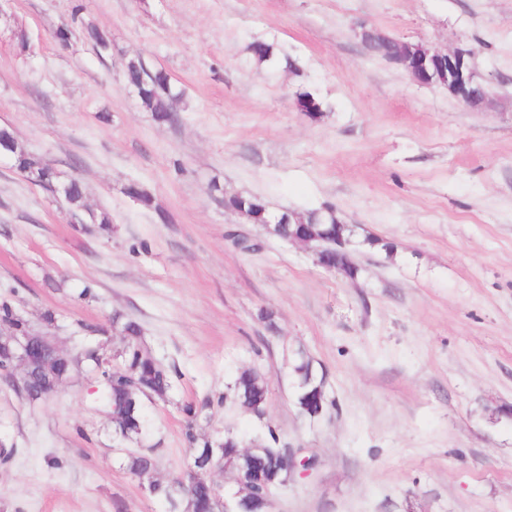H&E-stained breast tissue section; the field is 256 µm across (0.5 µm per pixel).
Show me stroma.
<instances>
[{
	"label": "stroma",
	"mask_w": 512,
	"mask_h": 512,
	"mask_svg": "<svg viewBox=\"0 0 512 512\" xmlns=\"http://www.w3.org/2000/svg\"><path fill=\"white\" fill-rule=\"evenodd\" d=\"M362 22L469 50L494 105L467 108L371 57ZM256 41L273 61H256ZM137 56L181 89L177 124L125 85ZM302 91L322 101L317 117L297 109ZM1 125L78 177L113 228L70 223L1 157L0 299L68 352L121 312L176 363L169 402L148 411L157 479L190 461L179 402L253 368L269 383L265 421L228 403L199 431L247 442L270 428L316 457L271 512H512V0H0ZM131 181L154 208L125 195ZM215 182L274 211L332 205L397 254L359 246L357 281L328 273L225 209ZM88 284L96 299L79 300ZM298 347L329 375L315 421L284 376ZM0 442L18 450L0 462V512L169 510L121 469L93 373L34 406L0 385Z\"/></svg>",
	"instance_id": "stroma-1"
}]
</instances>
